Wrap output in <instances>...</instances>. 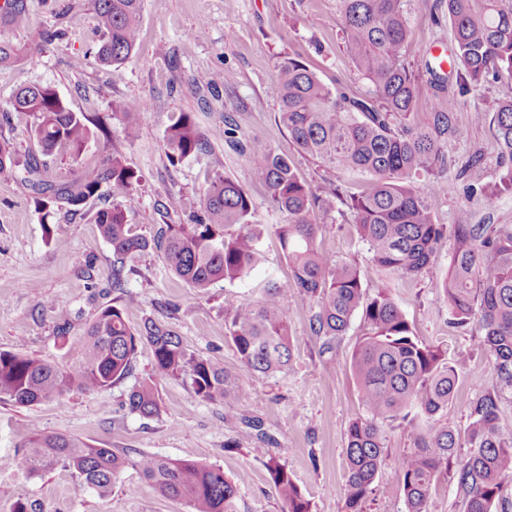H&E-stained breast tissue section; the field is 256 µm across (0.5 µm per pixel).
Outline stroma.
<instances>
[{"label":"stroma","instance_id":"35a3bbf8","mask_svg":"<svg viewBox=\"0 0 512 512\" xmlns=\"http://www.w3.org/2000/svg\"><path fill=\"white\" fill-rule=\"evenodd\" d=\"M28 25L16 29L0 19V41L16 49L18 62L0 65V139L14 146V161L25 166L35 148L30 119L4 106L22 85H48L102 132L77 158L47 157L52 173L77 178L88 165L122 157L137 172L131 191L105 189L75 210L66 203L37 208L35 198L15 181H0V350L65 363L67 348L58 336L67 325L70 338L82 336L105 307L127 298L132 326L153 319L172 326L197 355L223 363L251 394L244 404L205 402L179 378L152 375L153 356L139 348L131 375L100 392L71 391L33 406L0 401V512H14L16 501L36 512H189L185 501L158 494L138 471L127 469L110 495L80 486L69 470L56 467L32 477L11 466L10 458L33 430L80 438L100 448H124L176 459L220 465L238 489V512H286L263 457L251 421L270 436L273 456L285 463L309 499L312 512H345V448L349 421L363 412L350 355L365 332L354 317L331 350L313 336L310 301L293 295L290 334L294 355L288 371L257 376L242 368L224 332L227 303L248 304L263 295L270 274L286 277L289 268L275 237H266L262 262L242 282L218 283L198 292L175 277L158 253L128 259L122 287L112 285V248L99 235L95 213L134 194L128 216L140 233L153 235L161 224H189L196 202L214 174L233 177L250 195L261 224L280 220L265 189L251 176L248 157L224 140L225 126L256 149L288 155L301 175L319 185L332 178L302 157L280 126L277 101L269 89L285 56L301 55L328 86L343 83L360 96L372 87L345 48L336 0H145L140 38L132 57L107 66L90 59L101 38L91 0H23ZM411 37L406 57L416 67L451 47L452 32L443 20L441 0H407ZM82 67H74L75 59ZM233 82H225V73ZM502 84L471 89L457 113L469 137L449 142L447 176L456 190L437 211L441 224H510L512 192L493 200L469 194L468 185L494 184L501 171L487 107L507 93ZM137 102L134 121L113 114L115 100ZM188 113L209 147L181 160L166 148L171 115ZM480 156L470 166L472 156ZM182 199L179 209L170 197ZM349 209L326 218L319 247L333 258L354 264L364 288L375 291L382 274L367 245L351 231ZM455 240L446 236L428 269L416 278H394L393 294L417 335L447 348L449 357L465 356L459 397L446 417L458 431L469 423L468 400L493 383V359L478 345V324L456 329L448 304L433 284L443 278ZM56 307H48V300ZM153 380L161 406L157 415L130 412L127 394ZM387 458L375 479L376 491L365 512H407L395 460L412 445L398 423L385 426Z\"/></svg>","mask_w":512,"mask_h":512}]
</instances>
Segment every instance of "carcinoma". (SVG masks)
<instances>
[{"mask_svg":"<svg viewBox=\"0 0 512 512\" xmlns=\"http://www.w3.org/2000/svg\"><path fill=\"white\" fill-rule=\"evenodd\" d=\"M144 0H92L102 30L94 58L105 65L129 59L140 37ZM453 31L450 71L425 64L432 93L419 94V73L405 57L411 36L405 0H336L346 32L345 47L373 86V96L356 97L343 86L321 83L296 57L279 63L270 95L279 103L277 119L299 152L338 173V180L313 187L294 162L272 149L250 152L252 177L262 185L282 216L279 224H258L251 198L231 177L217 173L199 198L194 224H162L151 237L136 231L128 212L133 198L96 212L94 223L112 246V287L119 288L128 257L155 249L170 271L200 292L217 282L246 279L263 257L264 238L274 235L289 264L288 277L271 281L254 304H232L224 316L225 335L254 375L288 370V297L312 301L313 335L324 348L344 335L362 314L367 332L351 355L363 415L349 421L345 448L347 512H363L378 470L385 460L384 424L400 421L413 448L397 459L407 512H428L427 504L444 479L462 494L464 512H494L502 489L512 483V428L499 422L504 391H512V225L456 224V249L448 273L432 288L448 303L449 324L478 321L480 344L494 360V384L468 402L466 445L448 425L445 411L458 398L464 360L445 359L422 341L394 299L389 279L414 278L430 265L447 227L436 222L437 195L425 188L433 178L442 192L455 183L444 177L449 141L467 137L456 113L458 95L471 85L512 86V7L501 0H445ZM7 20L24 28L28 16L21 0H10ZM12 109L32 118L31 132L42 156L78 157L93 137L84 118L73 112L50 86L17 89ZM490 112L504 169L501 184L481 186L491 196L512 189V95L493 101ZM167 147L180 159L203 151L207 142L188 114L172 118ZM366 174L371 187L360 193L343 189L347 178ZM0 178L28 185L42 210L51 201L85 206L111 185L127 189L137 173L114 156L86 166L72 183L49 175L34 157L16 168L11 144L0 140ZM349 203L353 230L371 253L383 283L369 295L357 269L319 249L322 220ZM133 304L104 308L86 333L72 341L65 367L43 359L0 350V400L31 406L72 389L106 390L131 372L138 348L149 347L157 376L181 378L203 401L244 402L249 393L224 365L184 348L173 327L147 319L129 325L125 310ZM128 408L143 417L159 413V395L144 381L128 393ZM467 448L460 453V448ZM268 449L254 453L266 467L288 512H311L310 503L286 465ZM30 476L62 466L83 487L104 496L127 468L139 471L157 493L185 501L190 512H237L238 489L217 464H202L155 454L97 448L76 437L33 432L28 446L14 457Z\"/></svg>","mask_w":512,"mask_h":512,"instance_id":"1","label":"carcinoma"}]
</instances>
